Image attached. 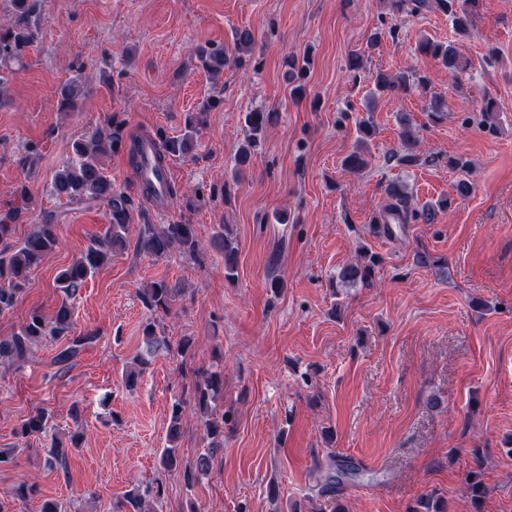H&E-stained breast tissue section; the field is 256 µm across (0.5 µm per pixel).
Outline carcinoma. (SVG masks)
Returning <instances> with one entry per match:
<instances>
[{"label":"carcinoma","instance_id":"carcinoma-1","mask_svg":"<svg viewBox=\"0 0 512 512\" xmlns=\"http://www.w3.org/2000/svg\"><path fill=\"white\" fill-rule=\"evenodd\" d=\"M11 17L8 22L0 23V92L10 83L15 74L13 64L24 57L26 51L33 46L40 25L36 0H10ZM392 13H421L435 6L443 13L452 17L455 30L460 35L469 33L480 17L482 0H386ZM258 40L256 33L250 28L236 29L233 32V51L221 44H212L199 51L202 67L213 80H218L224 67L230 63L242 66L252 60ZM420 54L441 62L448 68L453 77L466 72L469 63L459 55L450 44L423 39L418 45ZM310 56H288V81L291 85L290 95L295 100L307 96V75L311 69ZM373 93L389 92L393 95L406 94L414 88L426 90L431 85V78L425 72L415 69L406 70L395 76L382 71L371 76ZM79 80L72 79L59 90L58 104L60 109L72 111L77 101L83 99ZM275 112H249L245 116L248 134L245 145L240 147L233 180L246 169L254 156V148L265 139L267 130L277 120ZM202 123V116L188 119L184 134L179 138H168L157 134L163 152L157 155L159 163L176 156H184L194 146L197 126ZM124 122L110 121L105 129H98L88 136L72 142V160L57 170L52 179V194L58 199H65L70 204L99 202L106 209L107 227L104 233L93 239L75 260L65 267L57 276V290L61 302L51 318H46L39 311H33L20 329L8 337H0V364L23 363L32 346L48 341L59 344L53 357V364L64 370L85 348L98 340L94 333L75 335L72 333L73 306L75 298L85 282L92 278L100 269L112 260L113 253L126 248L130 232L138 231L137 249L156 257L166 256L178 249L183 253L193 254L199 248L194 227L191 224H164L158 228L154 224H132L133 199L130 195L117 191L112 181L105 174L102 157L110 152L127 146L130 162L139 168L140 144L133 141L125 144ZM400 138L404 151L394 152L390 158L402 167H416L432 164L437 157L429 155L420 157L416 151L419 144L417 132L407 121H402ZM387 203L374 218L371 224L377 235L392 239L397 232L404 231L412 223L433 224L438 215L447 210L451 201L440 199L421 207L412 202L405 186L392 183L386 188ZM25 212L23 208H11L0 214V314L10 311L25 288L34 268L54 250L59 242L60 225L54 223L53 216L47 215L43 222L35 225L22 242L12 243L14 227ZM212 246L224 259V277L233 280L238 274V248L231 246L228 239V227L212 239ZM378 265L376 256L367 252L360 254V259L342 270L339 278L342 283L355 287L360 285L370 288L374 285L375 268ZM183 289L171 285L164 280L155 281L140 292L141 301L151 313H168L173 302L181 295ZM144 344L142 354L137 358V368L125 375L128 386L137 384L138 379L151 358L170 353L172 345L169 340L156 333V324L149 321L142 330ZM224 393V371L221 369L206 373L195 383V397L206 437L209 440L207 451L200 454L196 461V471L200 475L209 472L216 451L224 447V425L231 421V414L220 410L219 402ZM184 407L181 401L171 406L168 442L169 446L162 449L160 463L172 469L179 465L178 448L174 445L179 438L181 419ZM47 419L42 412L35 413L20 423L17 434L23 438L47 432ZM68 449L56 440H51L45 457V466L49 470L66 469ZM341 481L336 474L326 476L325 483L312 499L310 512H345L344 507L336 499V487ZM163 496L162 484L158 483L144 490H135L126 498V508L117 512H157L154 504ZM411 512H444V502L431 494L420 498Z\"/></svg>","mask_w":512,"mask_h":512}]
</instances>
